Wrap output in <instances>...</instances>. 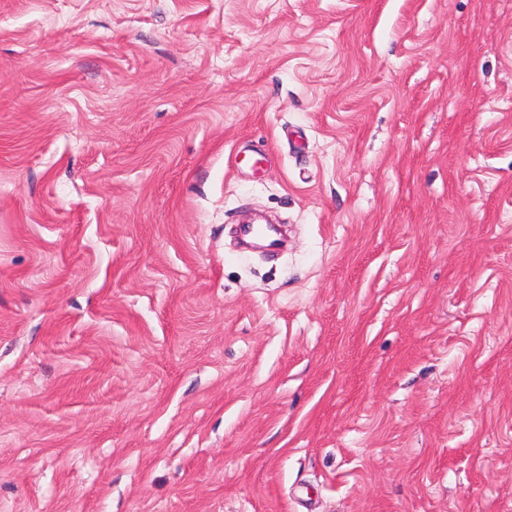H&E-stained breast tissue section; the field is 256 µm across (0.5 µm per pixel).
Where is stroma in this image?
<instances>
[{
	"label": "stroma",
	"instance_id": "1",
	"mask_svg": "<svg viewBox=\"0 0 512 512\" xmlns=\"http://www.w3.org/2000/svg\"><path fill=\"white\" fill-rule=\"evenodd\" d=\"M0 512H512V0H0Z\"/></svg>",
	"mask_w": 512,
	"mask_h": 512
}]
</instances>
